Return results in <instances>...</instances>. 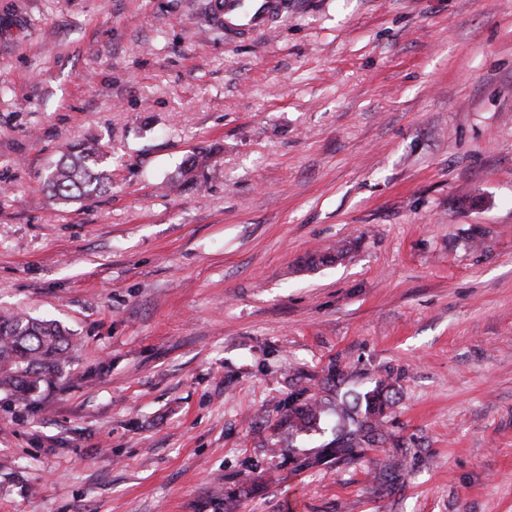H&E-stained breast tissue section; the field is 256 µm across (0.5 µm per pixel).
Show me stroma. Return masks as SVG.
<instances>
[{
  "label": "stroma",
  "mask_w": 512,
  "mask_h": 512,
  "mask_svg": "<svg viewBox=\"0 0 512 512\" xmlns=\"http://www.w3.org/2000/svg\"><path fill=\"white\" fill-rule=\"evenodd\" d=\"M206 2L0 0V314L75 344L0 391V512H512V0H284L245 36ZM78 142L112 188L63 207ZM333 364L390 405L306 468L330 420L272 427Z\"/></svg>",
  "instance_id": "obj_1"
}]
</instances>
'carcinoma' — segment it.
Listing matches in <instances>:
<instances>
[{
	"label": "carcinoma",
	"mask_w": 512,
	"mask_h": 512,
	"mask_svg": "<svg viewBox=\"0 0 512 512\" xmlns=\"http://www.w3.org/2000/svg\"><path fill=\"white\" fill-rule=\"evenodd\" d=\"M111 183L103 154L82 143L66 147L47 177L48 192L63 205L105 194ZM72 347L69 331L53 320L25 313L1 314L0 390L18 402L28 401L41 387L64 375ZM383 391L378 384L353 401L339 404L306 398L302 391L293 393L282 424L288 426L291 436L312 429L329 413L336 417L338 432L352 425L373 432L386 402Z\"/></svg>",
	"instance_id": "carcinoma-1"
}]
</instances>
